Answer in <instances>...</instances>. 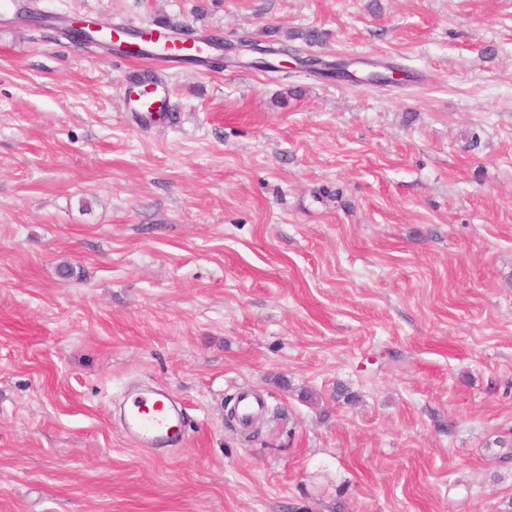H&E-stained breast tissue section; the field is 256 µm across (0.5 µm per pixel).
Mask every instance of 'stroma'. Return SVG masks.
Returning <instances> with one entry per match:
<instances>
[{"mask_svg": "<svg viewBox=\"0 0 512 512\" xmlns=\"http://www.w3.org/2000/svg\"><path fill=\"white\" fill-rule=\"evenodd\" d=\"M22 2L0 512H512V0ZM85 13L409 78L181 62L144 126L117 93L138 64L51 22ZM134 383L182 402L181 446L126 441ZM246 390L249 427L224 405Z\"/></svg>", "mask_w": 512, "mask_h": 512, "instance_id": "stroma-1", "label": "stroma"}]
</instances>
